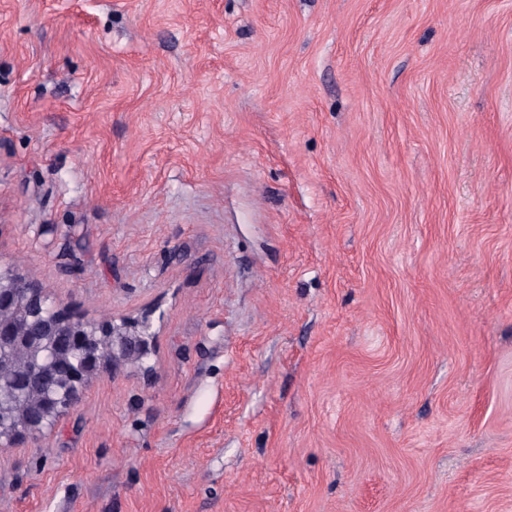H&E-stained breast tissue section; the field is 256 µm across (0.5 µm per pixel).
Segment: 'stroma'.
Here are the masks:
<instances>
[{"label":"stroma","mask_w":512,"mask_h":512,"mask_svg":"<svg viewBox=\"0 0 512 512\" xmlns=\"http://www.w3.org/2000/svg\"><path fill=\"white\" fill-rule=\"evenodd\" d=\"M0 266L155 335L0 512H512V0H0Z\"/></svg>","instance_id":"35a3bbf8"}]
</instances>
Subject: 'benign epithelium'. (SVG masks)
Segmentation results:
<instances>
[{
	"mask_svg": "<svg viewBox=\"0 0 512 512\" xmlns=\"http://www.w3.org/2000/svg\"><path fill=\"white\" fill-rule=\"evenodd\" d=\"M26 301L35 302L44 314L45 321L54 324L58 333L70 337L68 347L56 348L36 337L29 317L21 313ZM126 329L124 323L118 325L112 321L85 320L54 301L37 280L0 269V342L31 346L36 349V354L65 371L78 384V388L65 395L69 406L78 400L79 387L87 385L104 367L118 362L115 357L105 359L92 352L93 337L104 333L122 336ZM60 415L56 400L47 398L43 417L27 420L9 430L0 428V446L10 447L27 433L52 427Z\"/></svg>",
	"mask_w": 512,
	"mask_h": 512,
	"instance_id": "7a95c632",
	"label": "benign epithelium"
}]
</instances>
